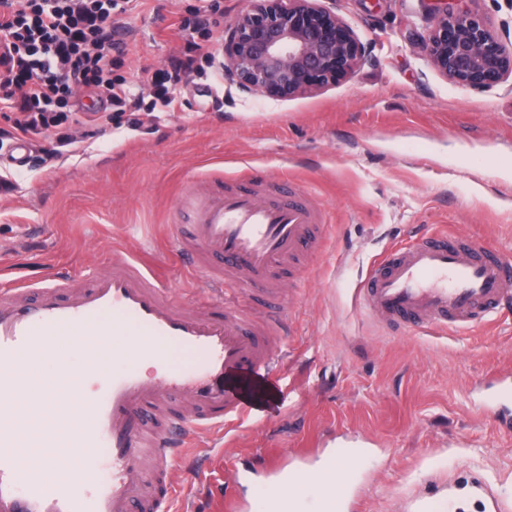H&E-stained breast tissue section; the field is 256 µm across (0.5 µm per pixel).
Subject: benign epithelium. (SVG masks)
Segmentation results:
<instances>
[{
    "mask_svg": "<svg viewBox=\"0 0 512 512\" xmlns=\"http://www.w3.org/2000/svg\"><path fill=\"white\" fill-rule=\"evenodd\" d=\"M336 0H247L224 26V82L240 93L290 98L314 93L373 60L374 46L336 13ZM423 57L450 81L490 89L512 76V29L465 0L425 6Z\"/></svg>",
    "mask_w": 512,
    "mask_h": 512,
    "instance_id": "7a95c632",
    "label": "benign epithelium"
}]
</instances>
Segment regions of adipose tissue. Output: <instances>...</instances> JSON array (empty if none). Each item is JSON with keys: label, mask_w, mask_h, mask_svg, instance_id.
Returning <instances> with one entry per match:
<instances>
[{"label": "adipose tissue", "mask_w": 512, "mask_h": 512, "mask_svg": "<svg viewBox=\"0 0 512 512\" xmlns=\"http://www.w3.org/2000/svg\"><path fill=\"white\" fill-rule=\"evenodd\" d=\"M33 381L30 374L6 381L7 396L0 398V428L13 433L12 452L18 468L52 484L60 475V461L70 454L69 449L58 447L57 440L73 423V382L56 376L52 390L34 396L29 391Z\"/></svg>", "instance_id": "ef3b65f1"}]
</instances>
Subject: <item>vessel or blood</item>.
Returning a JSON list of instances; mask_svg holds the SVG:
<instances>
[{
  "instance_id": "b4317fda",
  "label": "vessel or blood",
  "mask_w": 512,
  "mask_h": 512,
  "mask_svg": "<svg viewBox=\"0 0 512 512\" xmlns=\"http://www.w3.org/2000/svg\"><path fill=\"white\" fill-rule=\"evenodd\" d=\"M191 223L179 253L208 285L206 306H178L129 258L106 272H52L0 289V374L12 377L47 346L80 339L89 367L104 363L101 337L124 360L93 395L77 392L88 418L61 440L72 451L52 485L22 480L0 436V512H171L172 468L207 430L249 415L241 399L281 372L289 332L285 283L329 232L313 194L288 178L243 175L185 198ZM261 303L249 315L243 298ZM356 299L394 331L443 332L486 324L512 305V261L496 249L448 232H430L388 251L367 270ZM154 355L157 376L137 362ZM512 430V380L491 396Z\"/></svg>"
}]
</instances>
